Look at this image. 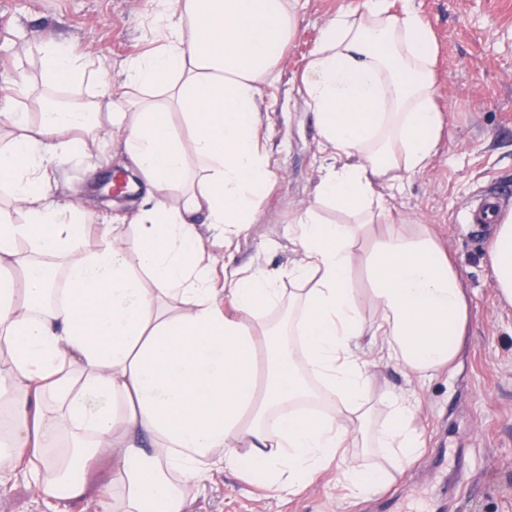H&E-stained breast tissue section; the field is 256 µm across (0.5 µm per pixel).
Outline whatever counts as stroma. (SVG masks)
<instances>
[{
  "label": "stroma",
  "mask_w": 512,
  "mask_h": 512,
  "mask_svg": "<svg viewBox=\"0 0 512 512\" xmlns=\"http://www.w3.org/2000/svg\"><path fill=\"white\" fill-rule=\"evenodd\" d=\"M364 0H299L297 31L265 91L262 119L276 182L256 224L241 238L237 264L262 256L279 267L293 256L288 220L313 206L325 164L316 118L300 92V76L322 26ZM435 35V80L444 117L439 154L406 177L389 199L390 224H424L452 257L466 288L469 324L456 362L421 381L402 365L370 367L377 418L385 393L413 399L425 446L393 473L381 492L347 499L336 471L295 494L263 490L232 473L192 489L186 512H512V306L502 304L486 260L489 236H474L456 217L485 192H512V0H413ZM153 0H0V102L25 108L31 98L97 101L132 96L123 85L126 60L156 47L148 35ZM88 65L78 89L49 85L47 40ZM96 158L60 165L57 197L90 218L101 208L93 186L108 170L112 128L98 129ZM0 512H50L23 476L0 485Z\"/></svg>",
  "instance_id": "stroma-1"
}]
</instances>
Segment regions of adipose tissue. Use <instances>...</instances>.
<instances>
[{"label": "adipose tissue", "instance_id": "adipose-tissue-1", "mask_svg": "<svg viewBox=\"0 0 512 512\" xmlns=\"http://www.w3.org/2000/svg\"><path fill=\"white\" fill-rule=\"evenodd\" d=\"M299 0H156L160 51L125 64L136 98L100 109L34 101L0 109V481L24 475L49 506L112 477L99 512H185L188 492L224 470L291 493L340 464L353 497L385 474L348 460L363 438L393 469L417 455L408 398L375 422L370 361L427 379L454 362L468 324L463 283L423 224H385L381 187L399 189L439 153L434 37L412 0H365L320 30L301 77L329 158L316 205L288 225L298 258L234 265L275 180L260 102L297 28ZM43 70L79 88L87 65L49 42ZM179 114L187 136L175 130ZM108 120L145 184L138 224L101 225L51 195V170L92 155ZM354 214L329 224L318 206ZM212 239H204L199 224ZM223 243V276L212 254ZM488 261L512 306V211ZM363 269L367 290L354 288ZM374 309L367 322L363 310ZM287 318L274 320L279 309Z\"/></svg>", "mask_w": 512, "mask_h": 512}]
</instances>
